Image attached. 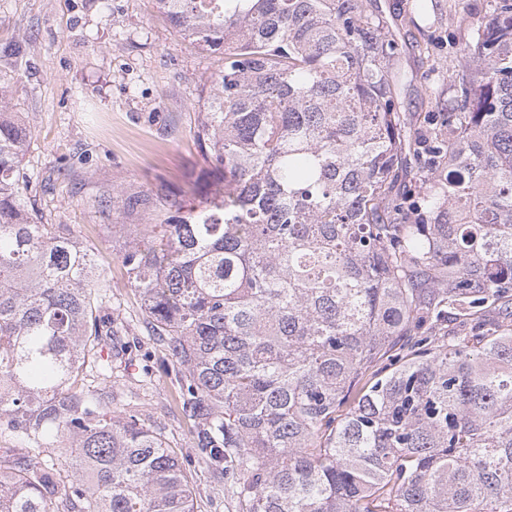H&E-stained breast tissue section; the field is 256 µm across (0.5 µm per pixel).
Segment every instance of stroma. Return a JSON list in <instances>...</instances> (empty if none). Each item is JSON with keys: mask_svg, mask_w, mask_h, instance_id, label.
Returning <instances> with one entry per match:
<instances>
[{"mask_svg": "<svg viewBox=\"0 0 512 512\" xmlns=\"http://www.w3.org/2000/svg\"><path fill=\"white\" fill-rule=\"evenodd\" d=\"M364 2L397 33L398 101L423 137L421 117L448 107L458 41L451 20L483 17L485 0ZM17 35L28 43V67L0 78V94L31 131L21 194L42 223L69 225L112 283L102 313L123 323L126 350L112 362L111 411L135 402L140 422L161 430L182 461L194 512H239L220 468L197 446L177 368L166 344L149 336L121 263L166 199L209 172L193 131L224 57L183 40L154 0H0V40ZM116 191L149 197L155 209L112 206Z\"/></svg>", "mask_w": 512, "mask_h": 512, "instance_id": "1", "label": "stroma"}]
</instances>
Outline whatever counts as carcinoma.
<instances>
[{
  "label": "carcinoma",
  "mask_w": 512,
  "mask_h": 512,
  "mask_svg": "<svg viewBox=\"0 0 512 512\" xmlns=\"http://www.w3.org/2000/svg\"><path fill=\"white\" fill-rule=\"evenodd\" d=\"M157 4L224 55L197 130L223 187L171 198L122 264L224 492L242 512H512V0L459 20L421 140L363 0ZM24 58L0 40V72ZM26 137L0 104V426L22 442L0 450V512H194L164 437L86 384L119 354L111 283L23 205Z\"/></svg>",
  "instance_id": "cac0c4a2"
}]
</instances>
